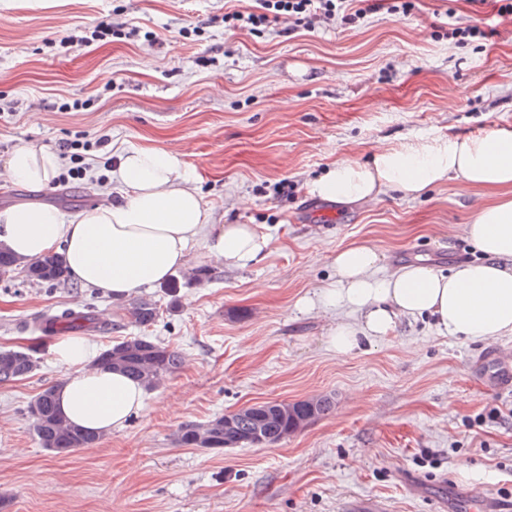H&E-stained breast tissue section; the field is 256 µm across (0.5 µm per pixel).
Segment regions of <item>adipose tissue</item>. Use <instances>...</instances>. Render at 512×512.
Masks as SVG:
<instances>
[{
    "mask_svg": "<svg viewBox=\"0 0 512 512\" xmlns=\"http://www.w3.org/2000/svg\"><path fill=\"white\" fill-rule=\"evenodd\" d=\"M117 159L120 201L69 221L45 204L1 209L0 242L24 261L62 253L76 282L118 298L164 282L199 240L208 256L228 268L254 263L267 251L270 240L256 225L214 223L189 185L182 154L124 145ZM6 165L14 181L41 187L56 177L59 160L22 146ZM452 178L499 194L464 227L479 259L447 272L423 262L387 272L374 246L337 250L335 275L316 294L320 307L342 315L327 336L337 357L352 354L362 341L395 335L408 317H430L441 332L476 342L512 333V131L440 135L381 148L364 160L336 162L309 182L308 191L343 205L394 191L417 199ZM47 352L65 372L57 406L68 421L106 436L144 413V387L99 367L100 349L89 336L58 334Z\"/></svg>",
    "mask_w": 512,
    "mask_h": 512,
    "instance_id": "adipose-tissue-1",
    "label": "adipose tissue"
}]
</instances>
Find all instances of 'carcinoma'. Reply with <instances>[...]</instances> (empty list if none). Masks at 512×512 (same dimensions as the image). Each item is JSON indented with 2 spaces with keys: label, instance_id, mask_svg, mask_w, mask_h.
<instances>
[{
  "label": "carcinoma",
  "instance_id": "cac0c4a2",
  "mask_svg": "<svg viewBox=\"0 0 512 512\" xmlns=\"http://www.w3.org/2000/svg\"><path fill=\"white\" fill-rule=\"evenodd\" d=\"M20 260L0 242V275L17 266ZM26 278L34 284L61 285L69 281L66 263L60 255H48L26 264ZM155 301L140 299L126 307L128 321L140 328L150 327L158 318ZM60 330L74 332H105L108 325L96 317L94 306L79 309L64 308L43 318L37 331L51 335ZM34 349L0 351V383L27 378L34 369ZM183 359L174 350L152 336L123 337L108 345L100 354L98 364L104 369L120 371L149 391L180 368ZM58 385L45 388L27 407L36 413L33 430L40 447L56 455H65L79 448H91L99 440L95 434L68 423L59 413L56 401ZM334 406L331 396H317L294 402H266L258 409L241 408L231 416L232 423L224 427V417L214 418L203 425L186 424L177 433L184 447L202 446L220 452L226 448L278 444L297 433L305 425L328 414Z\"/></svg>",
  "mask_w": 512,
  "mask_h": 512
}]
</instances>
